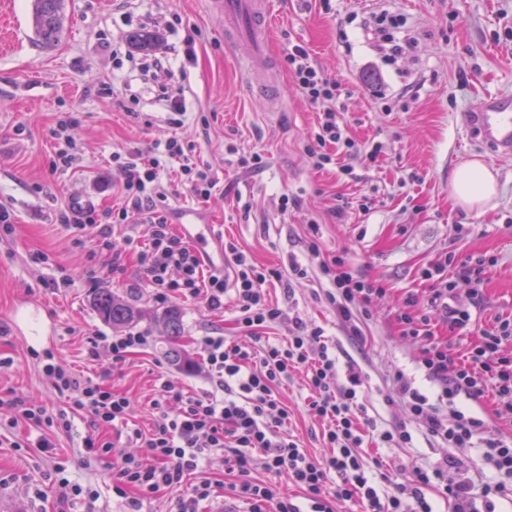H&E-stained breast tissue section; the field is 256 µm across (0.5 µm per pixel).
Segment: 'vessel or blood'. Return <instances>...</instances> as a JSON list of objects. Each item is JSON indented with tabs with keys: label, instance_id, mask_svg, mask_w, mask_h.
Wrapping results in <instances>:
<instances>
[{
	"label": "vessel or blood",
	"instance_id": "1",
	"mask_svg": "<svg viewBox=\"0 0 512 512\" xmlns=\"http://www.w3.org/2000/svg\"><path fill=\"white\" fill-rule=\"evenodd\" d=\"M224 14V41L228 46L246 44L251 63L268 60L267 5L265 0H216ZM465 128L479 138L497 159L512 158V98L486 97L479 109L463 117ZM179 232L200 254L206 270L224 269L223 250L213 248L215 236L211 225L186 222Z\"/></svg>",
	"mask_w": 512,
	"mask_h": 512
}]
</instances>
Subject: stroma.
<instances>
[{
	"instance_id": "obj_1",
	"label": "stroma",
	"mask_w": 512,
	"mask_h": 512,
	"mask_svg": "<svg viewBox=\"0 0 512 512\" xmlns=\"http://www.w3.org/2000/svg\"><path fill=\"white\" fill-rule=\"evenodd\" d=\"M277 21L269 32V77L249 73L245 49L226 48L224 18L212 0H66L64 34L44 47L31 25V0H0V204L14 217L10 234L0 233V399L22 397L50 412L64 403L43 376L34 354L53 346L59 361L90 375H107L109 384L131 401L130 421L150 424L156 379L168 373L187 391L207 388L197 370L202 359L197 340L223 336L250 344L239 330L232 299L209 311L194 301H157L129 244L122 272L92 275L77 232L58 223L56 213L72 198L84 197L106 210L120 205L121 179L112 156L129 149L150 150L167 136L164 111L152 94L142 92L134 112L120 109L113 80L142 85L138 71L113 70L108 48L113 34H130L143 22L178 21L179 35L193 34V56L177 55L175 69L186 73L187 112L181 133L196 145L201 162L219 177L220 189L198 201L186 189L169 200L173 209L197 214L214 225L221 241L234 242L249 262L280 268L282 280L267 294L307 322L319 325L340 362L356 361L367 374L364 402L378 425L406 424L412 447L368 445V463L382 472L433 463L450 450L429 436L403 408L387 405L386 374L401 370L416 386L429 383L420 365L421 344L401 336L394 313L407 295L426 304L431 281L423 269L442 264L458 304L469 306L470 283L457 276V259L487 261L484 303L472 312L470 332L453 339L461 354L497 320H512V161L494 168L498 194L483 210L468 211L448 198L455 168L485 158L481 144L466 132L464 113L483 99L512 96V0H271ZM402 14L405 29L419 40L417 57L389 64L364 42L361 26L370 15ZM304 45L329 78L342 85L340 102L350 134L376 140L384 149L377 162L353 160L356 180L338 182L334 172L316 169L304 140L316 122L314 110L297 93L288 74L289 45ZM70 119L69 134L83 160L64 175L52 173L49 160L58 120ZM262 155L256 172H236L230 147ZM297 196L298 209L281 214L282 194ZM375 198L362 215L352 205ZM347 206L344 222L333 209ZM320 227L325 254L343 255L366 280L384 288L371 308L364 339L354 343L339 328L327 305L328 282L317 273L298 278L290 260L305 261L308 223ZM108 290L139 311L132 331L149 338L144 349L122 364L109 353L95 362L85 358L88 337L116 330L93 306L97 291ZM179 307L186 340L181 360L167 354L163 313ZM291 414L290 431L305 448L321 453L320 429L306 412L304 373H292L279 387ZM0 409V512H57L55 494L33 495L45 470L62 464L66 477L98 494L96 512H124L113 496L111 472L86 453L90 432L84 416L72 429L54 435L55 447H23L25 426L9 427Z\"/></svg>"
}]
</instances>
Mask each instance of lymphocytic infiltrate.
<instances>
[{
	"label": "lymphocytic infiltrate",
	"mask_w": 512,
	"mask_h": 512,
	"mask_svg": "<svg viewBox=\"0 0 512 512\" xmlns=\"http://www.w3.org/2000/svg\"><path fill=\"white\" fill-rule=\"evenodd\" d=\"M403 25L401 15L384 11L366 27L373 46L386 49L393 62L413 48L410 39L398 35ZM286 62L297 91L317 112V126L306 139L307 155L318 169L333 164L338 178H354L352 159L376 161L381 143H359L350 137L339 105L340 84L325 76L304 46L292 45ZM151 65L168 114L169 135L150 151L133 149L113 155L123 172L118 188L122 206L102 211L68 206L60 210L58 221L78 230L77 243L90 257L107 255L105 269L110 274L122 271L125 262L113 238L115 225L142 228L148 245L137 261L154 297L199 299L207 308L218 310L224 306L225 294L233 293L236 321L254 343L246 346L221 336L200 337L202 368L210 383L207 390L187 395L170 377L158 376L151 428L129 429L126 434L128 443L137 445L138 454L116 455L115 443L103 436L104 431L127 424L129 399L103 380L62 365L50 348L39 353V363L54 391L65 399L66 410L53 415L15 398L8 403L11 425L22 423L37 431L38 446L48 453L54 447L51 433L70 431L71 415H85L93 429L85 449L98 459H113L112 492L125 499L129 512H142L145 502L174 488L183 491L177 512H198L199 503L212 495V483L203 479L192 484L188 478L218 452L225 455L227 474L238 478V493L247 500L249 512H333L334 502L352 500L364 512H433L425 495L429 488L451 500L452 512H477L479 501L486 512H495V497L512 494V436L489 433L486 421L460 408L457 399L463 395L477 400L492 394L495 416L512 425V357L501 350L503 341L512 340V321H498L463 359H455L447 339L430 331V321L436 316L450 331H461L469 327L471 314L457 304L444 266L424 270V278L437 284L431 298L422 307L416 297H407L396 320L402 335L425 342L421 366L440 392L430 398L398 370L386 401L401 405L430 436L449 447L480 449L483 463L496 480L475 490L471 481L461 477L459 460L446 456L433 465L412 466L405 481L379 487L362 453L367 432H374L379 443L389 448L410 444L412 435L402 424L378 429L361 396L367 380L362 368L352 361L339 367L322 327L298 316L286 317L283 308L268 300L264 285L280 279V270L249 263L239 247L228 242L224 255L234 269L233 280L220 272L203 275L196 251L173 233L163 174L176 170L181 184L203 200L215 194L219 181L209 168L198 166L194 145L179 133L186 112L181 76L169 58H153ZM308 229L307 258L302 263L291 261L289 268L301 278L312 271L325 277V298L340 327L348 338H361L370 306L383 290L359 276L343 257L324 255L318 225L309 224ZM173 271L179 272V279H170ZM282 322L288 325L287 340L259 341L261 330ZM299 368L305 369L309 380L307 410L323 425L326 452L320 456L301 448L284 431L289 412L277 388ZM173 399L181 403L175 416L168 408ZM259 467L287 473L302 490L304 503L279 496L268 483L252 478V471Z\"/></svg>",
	"instance_id": "lymphocytic-infiltrate-1"
}]
</instances>
